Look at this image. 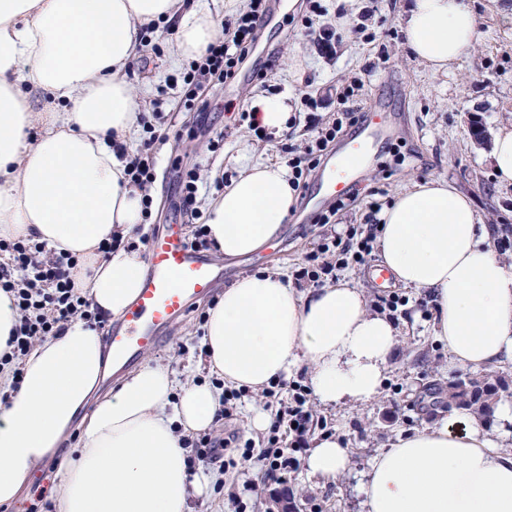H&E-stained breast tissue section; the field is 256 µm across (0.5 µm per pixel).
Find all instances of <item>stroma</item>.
Masks as SVG:
<instances>
[{
  "label": "stroma",
  "mask_w": 512,
  "mask_h": 512,
  "mask_svg": "<svg viewBox=\"0 0 512 512\" xmlns=\"http://www.w3.org/2000/svg\"><path fill=\"white\" fill-rule=\"evenodd\" d=\"M478 18L480 39L455 62L448 73L435 76L411 56L403 34V15L408 0H321L323 14L307 12L300 0L286 10V22L266 29L265 41L283 47L280 69L261 82L245 78L233 89H207L215 105L209 121L223 132L224 147L210 152L204 136L196 132V113L184 111L174 78L186 69L171 55L173 36L158 29L151 39L157 49L146 68H129L126 77L142 112H159L158 123L168 140L155 145L156 181L151 193L156 203L154 223L142 225L133 243L147 252L156 224L183 223L176 208L178 194L172 182L173 165L196 168L201 179L238 177L247 163L271 161L285 164L288 145L310 140L313 131L298 124L292 135L282 133L259 140L244 120L257 94L286 95L294 111L310 110L329 119L346 83L362 84L364 100H385L397 126L394 135L382 140L363 172L360 196L348 209L339 211L331 224H299L287 216L278 232L256 252L237 259L210 250V257L224 268L226 284L265 269L279 271L291 287L307 289L297 277L304 257L316 250L324 234L345 232L347 226L364 224L373 207H387L396 194L412 184L442 178L468 195L484 224L494 225L497 237H512V186L500 185L490 163L487 146L472 135L473 122L487 131L512 121V0H465ZM332 27L335 49L318 47L313 30ZM372 256L363 265L337 273L338 280L362 289L368 304L384 294L402 297L394 315L399 336L388 362L378 397L365 405L323 407L309 401L313 415L312 435L343 438L350 463L335 480L311 479L304 465H297L285 484L255 485L253 469L225 471L222 483L208 496L194 499L193 512H280L279 499L292 502L295 512H361L362 484L370 459L390 447L401 433L438 422L447 410L420 411L415 401L423 385L432 379L448 382L459 371L448 360V347L434 334L436 309L422 310L423 290L379 288L372 271L380 265ZM211 299L192 308L190 315L165 329L166 340L143 355V362L175 371L178 380L195 377L213 384L218 375L201 370L202 321ZM270 412L264 393L246 391L231 419L215 422L210 432L217 439L236 434L263 448L266 431L252 428L254 411Z\"/></svg>",
  "instance_id": "35a3bbf8"
}]
</instances>
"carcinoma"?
<instances>
[{
    "instance_id": "cac0c4a2",
    "label": "carcinoma",
    "mask_w": 512,
    "mask_h": 512,
    "mask_svg": "<svg viewBox=\"0 0 512 512\" xmlns=\"http://www.w3.org/2000/svg\"><path fill=\"white\" fill-rule=\"evenodd\" d=\"M512 390V381L502 373L487 369L479 374H461L443 386L432 381L425 387L426 396L447 407L466 406L489 414L504 393Z\"/></svg>"
}]
</instances>
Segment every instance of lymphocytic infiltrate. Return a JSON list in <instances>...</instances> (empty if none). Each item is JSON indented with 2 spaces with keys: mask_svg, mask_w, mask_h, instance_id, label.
Instances as JSON below:
<instances>
[{
  "mask_svg": "<svg viewBox=\"0 0 512 512\" xmlns=\"http://www.w3.org/2000/svg\"><path fill=\"white\" fill-rule=\"evenodd\" d=\"M268 12V0H247L244 9L234 19L223 22L220 35L190 63L181 103L186 111L198 113L201 119L199 130L208 135L211 149L223 147L224 135L212 133L207 123L211 104L204 91L216 84L235 82L240 67L257 49ZM341 98L343 108L331 121L316 126V134L304 150L289 148L288 181L293 191L306 192L308 179L319 167L329 145L362 121L363 109L357 87H344ZM140 123L144 137L134 151L125 152V174L128 186L144 193V206L149 209L153 206L149 191L156 180L152 150L159 134L149 117H141ZM199 183L196 170L177 175L176 189L182 207L196 221L199 213L194 205ZM378 224V218L373 216L368 223L347 228L345 236L328 238L317 251L307 255L300 271L301 279L319 286L335 277L337 270L365 264L374 250ZM193 236L190 243L193 249L207 250L214 244L205 225L198 221ZM76 264L74 256L47 250L45 244L29 238L0 239V290L12 295L19 313L18 322L6 340V348L0 352V369L12 368L14 380H21L20 362L33 343L58 335L69 321L76 318L97 323L96 313L90 311L88 301L75 289L72 271ZM265 394L273 398L276 409L267 445L261 453H254L251 443L247 442L237 446L235 457L225 458L224 442L204 432L188 442L193 450L188 457L189 468L196 470L220 462L225 467L235 468L256 457L262 464L265 481L286 483L289 473L297 466V454L302 451L305 436L311 428L312 414L304 395L298 391L289 392L285 381L271 382Z\"/></svg>",
  "mask_w": 512,
  "mask_h": 512,
  "instance_id": "1",
  "label": "lymphocytic infiltrate"
}]
</instances>
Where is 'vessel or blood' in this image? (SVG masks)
I'll use <instances>...</instances> for the list:
<instances>
[{"label":"vessel or blood","mask_w":512,"mask_h":512,"mask_svg":"<svg viewBox=\"0 0 512 512\" xmlns=\"http://www.w3.org/2000/svg\"><path fill=\"white\" fill-rule=\"evenodd\" d=\"M366 112V122L324 161L319 184L322 195L346 194L384 137L387 114L383 106L370 101ZM223 279V268L186 246L181 225H165L148 242V270L138 297L112 325L113 371L127 369L159 345L162 329L186 317L192 304L209 296Z\"/></svg>","instance_id":"b4317fda"}]
</instances>
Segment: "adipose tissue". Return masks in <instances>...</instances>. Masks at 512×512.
Here are the masks:
<instances>
[{"instance_id": "obj_1", "label": "adipose tissue", "mask_w": 512, "mask_h": 512, "mask_svg": "<svg viewBox=\"0 0 512 512\" xmlns=\"http://www.w3.org/2000/svg\"><path fill=\"white\" fill-rule=\"evenodd\" d=\"M238 2L189 10L184 0H0V239L32 238L75 256L76 286L100 316H122L146 273L138 251H99L143 222L141 195L123 185L113 149L137 122L125 70L140 27L172 25L175 57L194 58L215 38L218 12ZM403 31L411 55L436 74L479 36L464 0H410ZM37 91L47 95L40 109ZM293 196L284 167L247 165L209 201L207 228L225 256L250 255L275 235ZM380 219L382 264L396 285L433 293L435 334L452 363L476 371L512 361V265L470 198L431 179L398 194ZM397 336L361 289L304 292L258 271L207 311L203 361L223 386L182 385L147 363L103 393V337L73 320L31 348L18 390L0 405V508L55 456L54 512H191L212 477L190 472L185 443L214 422L225 387L260 390L304 365L320 405L364 404L380 392ZM77 420L79 446L62 451ZM349 461L340 439L320 435L306 466L330 481ZM366 478L364 512H512V456L488 421L464 409L400 435Z\"/></svg>"}]
</instances>
